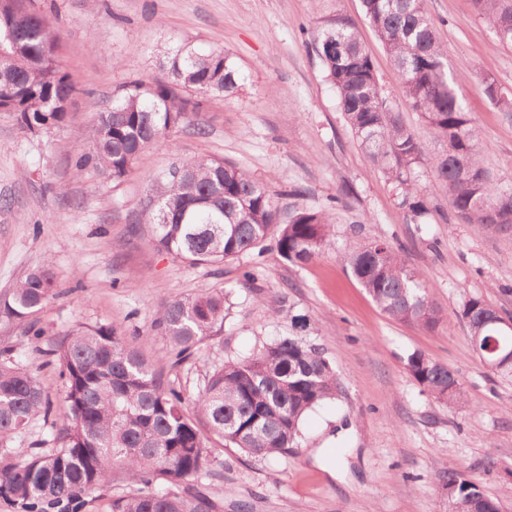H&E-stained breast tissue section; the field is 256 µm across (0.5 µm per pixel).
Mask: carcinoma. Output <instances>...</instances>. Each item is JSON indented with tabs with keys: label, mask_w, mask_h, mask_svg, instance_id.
<instances>
[{
	"label": "carcinoma",
	"mask_w": 512,
	"mask_h": 512,
	"mask_svg": "<svg viewBox=\"0 0 512 512\" xmlns=\"http://www.w3.org/2000/svg\"><path fill=\"white\" fill-rule=\"evenodd\" d=\"M475 12L501 45L512 46V0H472ZM363 11L402 80L410 107L434 134L430 156L418 135L383 95L356 24L341 12L317 21L307 47L320 61L336 92L338 108L374 169L394 184L406 220L417 224L429 212L426 189L413 170L429 171L448 201L452 220L483 231L512 228V185L485 166L480 133L458 93L460 78L448 73L447 50L423 0H362ZM59 37L44 14L23 0H0V108L14 114L20 129L39 134L70 120L66 102L75 88L58 57ZM239 73L227 52L183 47L169 58L161 78L133 80L116 91L112 106L88 126V147L75 169L97 170L121 183L139 154L184 124L203 127L204 100L186 96L228 95ZM483 95L499 112L512 113V96L497 93L489 78ZM180 171L155 179L146 222L158 248L192 265H219L269 240L279 256L304 264L333 235V212L297 207L280 217L275 194L245 170L220 159L187 158ZM356 281L390 319L429 332L445 316L431 298L423 275L405 264L391 245L361 243L343 256ZM50 266L31 271L4 302L3 313L19 320L53 296ZM499 314L480 296L462 302L458 316L477 356L493 357L496 345L512 348L490 321ZM224 291L207 289L164 303L154 330L166 337L181 362L202 342L224 332ZM64 379L69 425L62 447L51 453L29 448L0 452V498L19 512H83L81 494L106 483L114 469L127 471L137 488L112 499L111 512H223L207 489L184 481L208 461L206 437L190 417L202 416L209 432L254 457L293 451L308 412L336 396V374L318 348L283 337L256 353L227 358L214 367L192 401L164 386L140 351L107 325H78L52 352ZM406 369L429 396L454 409L464 402L457 374L416 351ZM51 403L37 378L0 354V447ZM448 491L451 512H502L465 470L437 475Z\"/></svg>",
	"instance_id": "cac0c4a2"
}]
</instances>
